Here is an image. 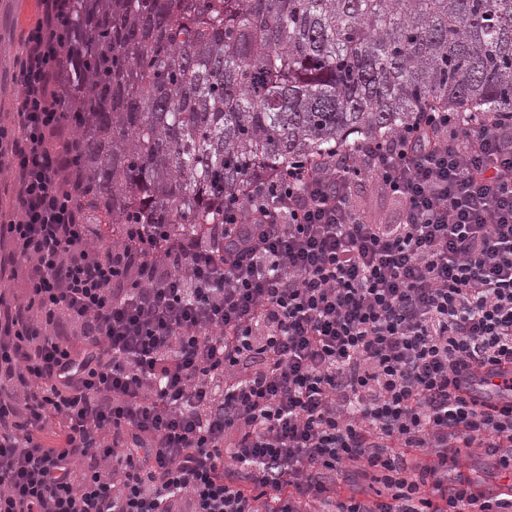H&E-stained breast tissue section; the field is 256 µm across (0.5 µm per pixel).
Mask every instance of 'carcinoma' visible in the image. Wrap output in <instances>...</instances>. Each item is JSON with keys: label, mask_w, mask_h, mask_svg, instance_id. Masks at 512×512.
I'll use <instances>...</instances> for the list:
<instances>
[{"label": "carcinoma", "mask_w": 512, "mask_h": 512, "mask_svg": "<svg viewBox=\"0 0 512 512\" xmlns=\"http://www.w3.org/2000/svg\"><path fill=\"white\" fill-rule=\"evenodd\" d=\"M59 111L88 224L192 236L414 113H512V0H78Z\"/></svg>", "instance_id": "cac0c4a2"}]
</instances>
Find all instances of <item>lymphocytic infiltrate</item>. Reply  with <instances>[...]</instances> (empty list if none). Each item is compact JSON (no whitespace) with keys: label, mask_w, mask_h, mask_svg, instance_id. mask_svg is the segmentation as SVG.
Masks as SVG:
<instances>
[{"label":"lymphocytic infiltrate","mask_w":512,"mask_h":512,"mask_svg":"<svg viewBox=\"0 0 512 512\" xmlns=\"http://www.w3.org/2000/svg\"><path fill=\"white\" fill-rule=\"evenodd\" d=\"M37 8L0 126V512H512V116L418 112L201 234L106 244L58 110L77 0ZM364 174L396 223L356 213ZM350 463L386 496L340 495ZM7 156L1 159L0 164V224L1 222H8L12 213V197H13V176L12 171L8 165ZM492 462L493 458L486 455L482 448L464 449L461 457V468L458 471L470 476L483 475Z\"/></svg>","instance_id":"f902f5d3"}]
</instances>
